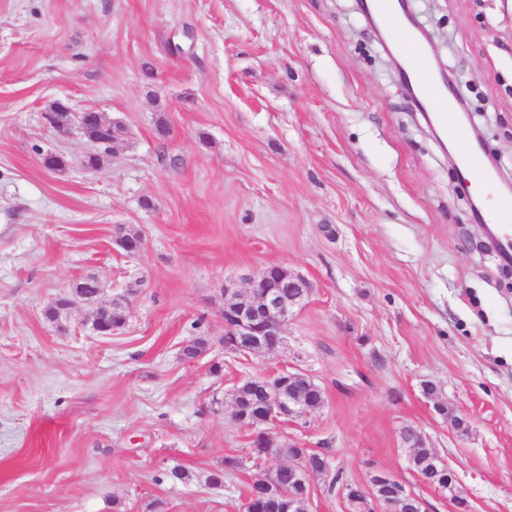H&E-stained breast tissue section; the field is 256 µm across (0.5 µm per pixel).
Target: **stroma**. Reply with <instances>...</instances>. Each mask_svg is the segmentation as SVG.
Returning <instances> with one entry per match:
<instances>
[{
    "instance_id": "obj_1",
    "label": "stroma",
    "mask_w": 512,
    "mask_h": 512,
    "mask_svg": "<svg viewBox=\"0 0 512 512\" xmlns=\"http://www.w3.org/2000/svg\"><path fill=\"white\" fill-rule=\"evenodd\" d=\"M430 13L424 55L459 74L512 172V0ZM60 98L124 125L98 171L78 132L45 124ZM118 225L139 255L115 248ZM478 234L355 0H0V512H237L250 472L224 459L249 433L229 391L288 365L325 391L276 430L330 462L310 512H347L334 477L376 470L453 512L412 470L405 426L471 512H512V278ZM272 263L312 285L287 349L225 353V285ZM90 276L130 307L112 335L79 297L65 326L44 316ZM200 337L207 352L181 361Z\"/></svg>"
}]
</instances>
